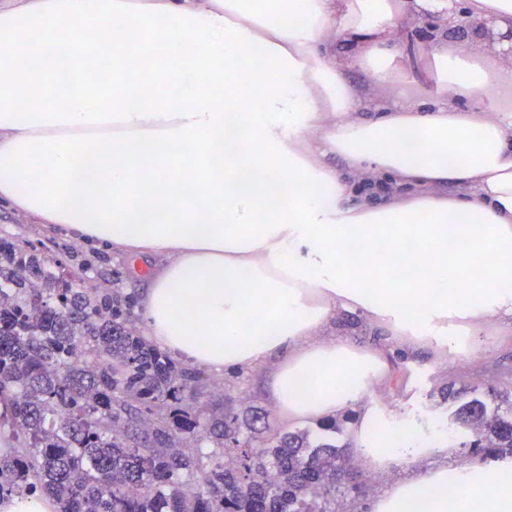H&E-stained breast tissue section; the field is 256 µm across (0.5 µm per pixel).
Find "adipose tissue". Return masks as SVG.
<instances>
[{
  "instance_id": "1",
  "label": "adipose tissue",
  "mask_w": 512,
  "mask_h": 512,
  "mask_svg": "<svg viewBox=\"0 0 512 512\" xmlns=\"http://www.w3.org/2000/svg\"><path fill=\"white\" fill-rule=\"evenodd\" d=\"M452 0H0V204L121 253L145 336L222 373L264 368L292 422L358 411L369 512H512V457L398 445L368 391L391 359L512 324V73L447 41L400 50ZM381 91L377 115L329 34ZM386 330L328 336L339 313Z\"/></svg>"
}]
</instances>
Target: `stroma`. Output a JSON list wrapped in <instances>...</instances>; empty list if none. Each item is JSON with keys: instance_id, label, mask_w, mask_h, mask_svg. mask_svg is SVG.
Wrapping results in <instances>:
<instances>
[{"instance_id": "obj_1", "label": "stroma", "mask_w": 512, "mask_h": 512, "mask_svg": "<svg viewBox=\"0 0 512 512\" xmlns=\"http://www.w3.org/2000/svg\"><path fill=\"white\" fill-rule=\"evenodd\" d=\"M466 19V9L461 5L449 16L420 13L407 19L403 27L408 56L416 57L443 38L455 48L473 49L477 41L472 29L466 28ZM5 236L36 247H49L52 256L61 259L67 267L85 266L86 281L97 290L135 298L146 285L142 276L132 272L124 257L75 245L0 205V237ZM478 341L485 349L484 355L475 358L466 354L456 363H437L427 352L407 360L393 358L391 384L368 393L369 400L387 410L407 414L408 424L391 433L392 441L404 443L423 438L433 426L450 433L455 431L452 416L456 405L439 394L447 382H454L468 398L483 395L492 387L512 393V331L501 329L492 320L484 326ZM204 377L210 383L221 384L224 396L234 402L268 409L272 432L291 431V423L283 421L278 411L271 409L266 379L259 370L224 375L208 371Z\"/></svg>"}]
</instances>
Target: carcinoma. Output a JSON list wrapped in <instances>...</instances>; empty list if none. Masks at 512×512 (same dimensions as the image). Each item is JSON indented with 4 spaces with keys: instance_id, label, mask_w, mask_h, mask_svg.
<instances>
[{
    "instance_id": "cac0c4a2",
    "label": "carcinoma",
    "mask_w": 512,
    "mask_h": 512,
    "mask_svg": "<svg viewBox=\"0 0 512 512\" xmlns=\"http://www.w3.org/2000/svg\"><path fill=\"white\" fill-rule=\"evenodd\" d=\"M60 268L0 238V495L47 494L59 512H336L346 446L300 429L253 446L266 411L201 410L202 374L140 335L132 298ZM488 393L496 409L473 398L455 417L482 462L512 456V397Z\"/></svg>"
}]
</instances>
